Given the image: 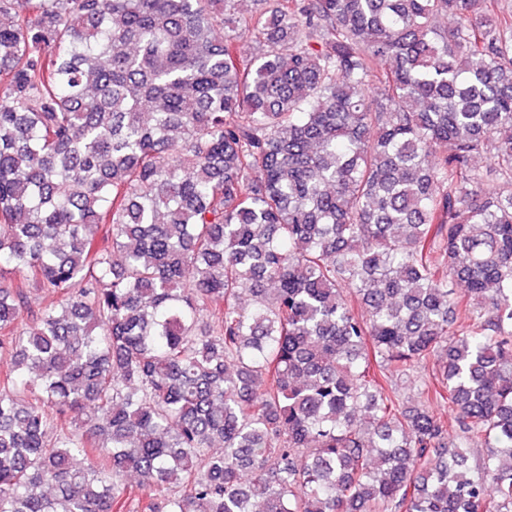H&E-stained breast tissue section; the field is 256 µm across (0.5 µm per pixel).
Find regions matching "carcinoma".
I'll return each instance as SVG.
<instances>
[{
	"instance_id": "carcinoma-1",
	"label": "carcinoma",
	"mask_w": 512,
	"mask_h": 512,
	"mask_svg": "<svg viewBox=\"0 0 512 512\" xmlns=\"http://www.w3.org/2000/svg\"><path fill=\"white\" fill-rule=\"evenodd\" d=\"M269 2L0 0V512H512V8Z\"/></svg>"
}]
</instances>
